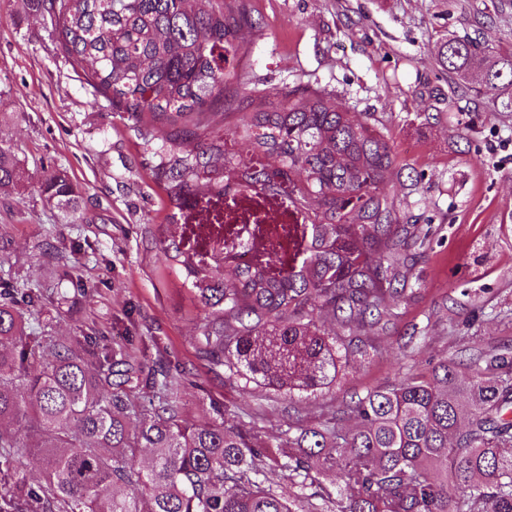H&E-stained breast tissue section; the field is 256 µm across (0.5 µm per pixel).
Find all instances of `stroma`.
<instances>
[{
  "label": "stroma",
  "instance_id": "stroma-1",
  "mask_svg": "<svg viewBox=\"0 0 512 512\" xmlns=\"http://www.w3.org/2000/svg\"><path fill=\"white\" fill-rule=\"evenodd\" d=\"M248 85L274 94L311 84L338 105L382 118L398 160L418 179L387 191L427 237L414 258L418 291L389 328L364 335L365 355L339 386L287 401L215 373L196 347L204 311L186 273L159 260L166 197L127 113L95 93L56 50L47 13L0 0V143L23 170L0 193V279L37 289L30 331L67 341L91 336L143 373L164 372L186 414L224 408L228 427L254 424L282 438L289 421H336L368 391L428 373L473 347L512 349V112L484 96H458L436 63L442 35L480 28L512 51V0H249ZM66 172L82 193L69 224L46 205L40 182ZM82 290H74V280Z\"/></svg>",
  "mask_w": 512,
  "mask_h": 512
}]
</instances>
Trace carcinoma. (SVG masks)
I'll use <instances>...</instances> for the list:
<instances>
[{"label": "carcinoma", "instance_id": "obj_1", "mask_svg": "<svg viewBox=\"0 0 512 512\" xmlns=\"http://www.w3.org/2000/svg\"><path fill=\"white\" fill-rule=\"evenodd\" d=\"M45 11L64 57L128 112L150 147V170L174 219L198 203L209 211L208 243L233 233L224 200L243 190L264 202L286 197L290 224H269L268 246L220 279L202 252L171 240L166 265L186 271L204 309L198 344L215 371L245 389L315 396L335 387L343 338L387 329L413 292L418 227L384 192L402 181L381 121L336 106L314 86L285 87L273 100L247 91L211 111L239 80L246 39L257 28L247 0H30ZM490 49L469 36L441 39L437 63L461 88ZM476 95L512 112V53L493 56ZM21 178L0 145V189ZM47 203L73 216L81 191L62 171L45 176ZM41 295L0 287V512H512V355L477 349L427 375L369 391L348 409L359 421L299 423L277 444L252 428L224 427V411L191 420L169 382L141 378L128 361L92 347L27 332ZM336 326L325 328L324 322ZM125 370L116 374L117 363ZM153 393L143 409L130 395ZM40 457L29 483L18 449ZM150 450L147 462L141 449ZM276 468L300 494L265 478ZM332 477L337 496L321 490ZM117 486L137 489L133 496Z\"/></svg>", "mask_w": 512, "mask_h": 512}]
</instances>
